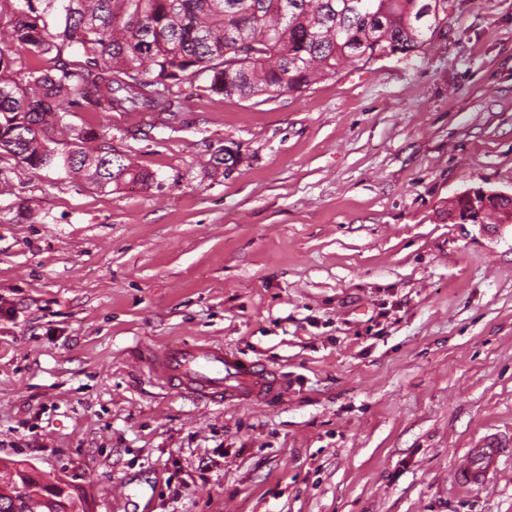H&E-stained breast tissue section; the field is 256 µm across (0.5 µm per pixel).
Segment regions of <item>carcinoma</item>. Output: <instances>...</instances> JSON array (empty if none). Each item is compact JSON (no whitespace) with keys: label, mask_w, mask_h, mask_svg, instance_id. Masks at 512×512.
<instances>
[{"label":"carcinoma","mask_w":512,"mask_h":512,"mask_svg":"<svg viewBox=\"0 0 512 512\" xmlns=\"http://www.w3.org/2000/svg\"><path fill=\"white\" fill-rule=\"evenodd\" d=\"M0 50V152L101 189L151 176L92 128L64 118L178 112L181 87L241 98L299 92L343 62L409 54L444 26L448 0H24ZM30 493L21 512H53Z\"/></svg>","instance_id":"cac0c4a2"}]
</instances>
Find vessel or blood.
I'll list each match as a JSON object with an SVG mask.
<instances>
[{"mask_svg":"<svg viewBox=\"0 0 512 512\" xmlns=\"http://www.w3.org/2000/svg\"><path fill=\"white\" fill-rule=\"evenodd\" d=\"M146 366L158 380L192 399L218 404H262L282 399L287 382L272 368L249 361L213 343H180L148 356ZM512 454V439L488 435L465 453L456 469L464 489L492 482L501 457Z\"/></svg>","mask_w":512,"mask_h":512,"instance_id":"1","label":"vessel or blood"}]
</instances>
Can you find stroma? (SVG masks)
Returning a JSON list of instances; mask_svg holds the SVG:
<instances>
[{
  "mask_svg": "<svg viewBox=\"0 0 512 512\" xmlns=\"http://www.w3.org/2000/svg\"><path fill=\"white\" fill-rule=\"evenodd\" d=\"M183 84L181 111L92 112L152 174L101 189L0 153V459L90 512H512V0H448L424 50L263 101ZM240 160L214 165L225 148ZM224 345L288 381L191 401L142 355ZM512 439L494 435L484 436L469 448L455 469L458 485L464 489L482 487L492 482L497 474L499 460L512 453ZM12 462H19L11 459H5ZM5 460L0 461V492L1 488L5 487L6 485L12 486L14 483L19 484L22 477H28L32 476L35 477L36 480L40 481L41 484L47 486L50 490L60 493L61 495H65L69 490L74 489L71 484H69L66 480L62 478H47L43 476L42 474L38 473L34 468L32 467H25V469H5ZM5 471H8V477L4 478L3 473Z\"/></svg>",
  "mask_w": 512,
  "mask_h": 512,
  "instance_id": "35a3bbf8",
  "label": "stroma"
}]
</instances>
